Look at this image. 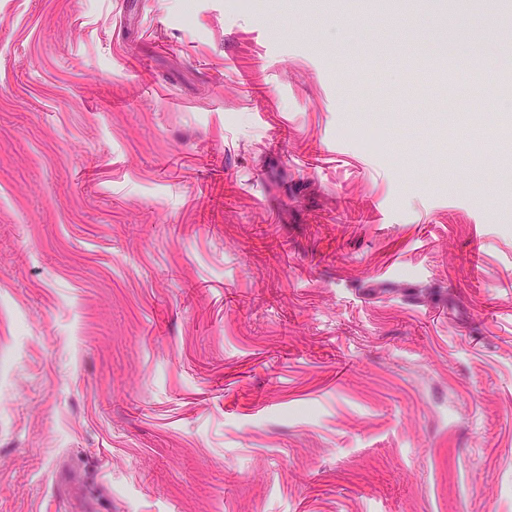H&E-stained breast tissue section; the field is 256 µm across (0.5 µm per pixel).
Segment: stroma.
<instances>
[{"instance_id": "1", "label": "stroma", "mask_w": 512, "mask_h": 512, "mask_svg": "<svg viewBox=\"0 0 512 512\" xmlns=\"http://www.w3.org/2000/svg\"><path fill=\"white\" fill-rule=\"evenodd\" d=\"M508 37L0 0V512H512Z\"/></svg>"}]
</instances>
